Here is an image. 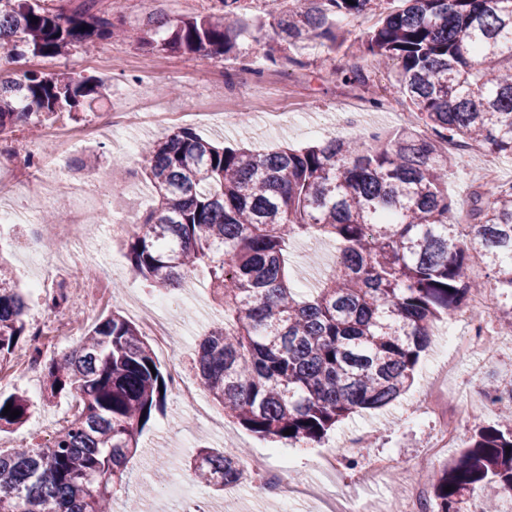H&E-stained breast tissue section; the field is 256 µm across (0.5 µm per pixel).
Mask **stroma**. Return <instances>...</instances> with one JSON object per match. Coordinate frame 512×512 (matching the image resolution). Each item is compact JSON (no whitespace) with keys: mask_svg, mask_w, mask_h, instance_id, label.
<instances>
[{"mask_svg":"<svg viewBox=\"0 0 512 512\" xmlns=\"http://www.w3.org/2000/svg\"><path fill=\"white\" fill-rule=\"evenodd\" d=\"M245 5L246 16L264 18L265 25L263 29L252 30L241 41L242 58L238 61L151 51L132 41H106L90 53L77 50L65 58L30 57L0 64V71L6 73L37 69L107 80L111 91L106 99L93 109L61 117V124L73 128L105 124L111 113L137 109L144 95L158 101L164 110L163 127L119 130L108 139L77 143L76 154L92 159L90 168L82 171L66 167L64 155L45 136L32 135L23 125L16 128L15 145L40 154L43 163L40 168L31 169L17 158L0 155V188L9 189L19 179L34 185L46 177L52 181L49 195L34 189L27 194L11 193L9 197L10 206L31 217V224H0V256L7 259L19 287L29 294V323L36 324L47 317L41 306L43 292L55 290L58 283L83 277L89 267L96 271L95 283L119 285L122 313L130 321H137L139 307L165 295L129 274L121 242L112 236L113 225L140 223L153 203L144 181L132 186L127 183L124 171L138 167L139 156L127 153L126 139H136L143 145L186 127L228 146L268 151L304 147L323 138L345 137L353 132L368 136L406 127L427 135V128L418 118L402 120L401 114L409 106L395 84L392 70L376 68L367 61L363 64L364 86L341 80V70L353 61V44L374 26L375 17L342 19L338 28L347 39L346 45L331 50L312 43L299 51L298 64L274 66L266 61L265 54L269 46L280 44L282 38L268 16V0H246ZM101 7L129 28L138 27L156 11L171 17L185 14L176 0H103ZM372 97L383 99L384 108L369 109L367 101ZM229 107L238 114L232 125L224 122V112ZM484 158V153L474 145L448 155V193L461 205H470L473 193H487L494 188L495 183L485 177ZM79 185L100 200L106 211L104 223L87 229L85 239L71 248L67 258H60L55 250L30 252L29 230L31 225L40 224L42 211L58 212L66 224L77 222L73 200ZM335 261V242L299 241L289 269L292 287L306 293ZM165 296L181 323L182 337L174 353L161 351L157 357L166 368L180 369L191 394L186 398L169 396L164 414L153 419L143 431L141 451L127 465L128 484L113 502L114 512H125L127 499L133 497L138 500L139 512H317L330 496L339 497L355 489L344 473L327 472L316 464L318 456L337 449L344 436L368 437L363 452L351 454L358 469L377 456L389 455L403 463L425 452L436 426L427 411L426 399L432 380L437 378L447 392L449 405L461 406L466 411L460 427L461 439L469 438L475 424H489L498 417L482 396L489 376L512 360V335H499L492 315L498 306L496 292H489V311L484 315L486 330L499 336L494 359L460 357L454 359L451 370H444L449 334L469 336L471 325L458 320L437 321L431 346L401 404L353 416L338 424L321 442L308 445H275L225 418L193 368L199 336L221 322L223 316L215 309L203 277L189 279L182 288ZM71 305L80 310V319L72 323L70 335L49 343L43 351L44 359L59 357L78 346L87 329L108 312L107 307L92 299H75ZM0 389L25 393L36 404L26 423L0 432V446L6 448L32 439L50 438L75 405L69 396L44 404L42 373L38 370L19 376ZM202 444L231 452L241 449L249 457L267 454L270 466L283 473L288 488L307 489L308 495L284 502L277 498L262 502L245 483L222 494L214 493L195 482L186 466Z\"/></svg>","mask_w":512,"mask_h":512,"instance_id":"1","label":"stroma"}]
</instances>
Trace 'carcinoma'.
Returning a JSON list of instances; mask_svg holds the SVG:
<instances>
[{"instance_id": "carcinoma-1", "label": "carcinoma", "mask_w": 512, "mask_h": 512, "mask_svg": "<svg viewBox=\"0 0 512 512\" xmlns=\"http://www.w3.org/2000/svg\"><path fill=\"white\" fill-rule=\"evenodd\" d=\"M80 0L65 14L50 0H0V50L11 61L62 57L125 35L122 20ZM194 16L151 13L142 48L224 57L250 25L244 0H211ZM273 17L294 48L345 42L336 20L374 15L356 55L395 61L400 92L432 131L330 138L261 153L224 147L188 128L141 147L154 205L123 240L130 274L159 291L207 271L224 326L198 343L195 368L224 415L272 441L320 440L362 409L396 401L410 386L436 321L453 318L491 284L495 319L512 335V183L468 211L448 195L444 144L466 140L512 158V0H303ZM105 80L25 70L0 78V153L18 155L13 128L46 126L102 97ZM307 237L339 242L331 276L301 296L288 284V248ZM485 280L470 273L474 260ZM68 309L64 287L44 296ZM15 273L0 262V367L34 341ZM50 398L74 410L45 443L0 451V512H112L127 463L156 415L169 374L139 327L112 311L81 345L46 361L33 348ZM510 413L477 427L464 449L434 471L431 512H512V377L483 390ZM21 411L1 414L6 405ZM33 402L0 393V426H21ZM292 429V434L284 431ZM243 452L201 447L192 473L217 492L245 481ZM451 491H445L446 487Z\"/></svg>"}]
</instances>
